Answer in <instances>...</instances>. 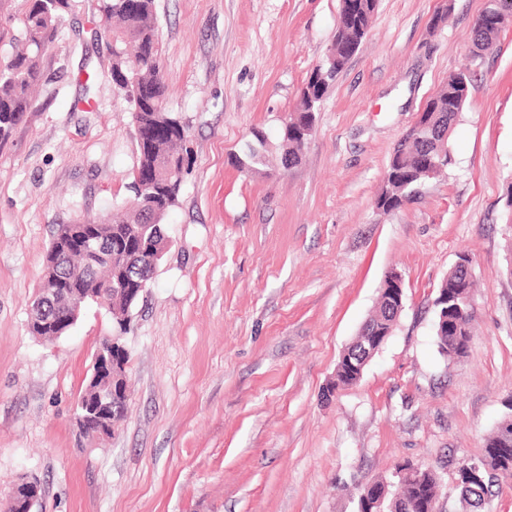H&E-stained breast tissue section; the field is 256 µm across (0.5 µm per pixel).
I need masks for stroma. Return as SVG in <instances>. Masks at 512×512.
Instances as JSON below:
<instances>
[{"label": "stroma", "instance_id": "obj_1", "mask_svg": "<svg viewBox=\"0 0 512 512\" xmlns=\"http://www.w3.org/2000/svg\"><path fill=\"white\" fill-rule=\"evenodd\" d=\"M484 4L379 0L301 162L251 173L236 155L256 130L277 144L340 0H155L168 107L188 130L170 245L126 329L93 303L48 341L28 319L52 237L120 213L138 158L99 0H69L35 106L0 145V512L24 479L39 512H356L358 487L405 461L435 466L439 512H461L455 468L482 456L512 398V24L475 54ZM466 69L448 169L377 210L395 143ZM462 255L474 336L449 360L433 301ZM394 270L392 335L324 397ZM112 335L128 412L99 445L76 405Z\"/></svg>", "mask_w": 512, "mask_h": 512}]
</instances>
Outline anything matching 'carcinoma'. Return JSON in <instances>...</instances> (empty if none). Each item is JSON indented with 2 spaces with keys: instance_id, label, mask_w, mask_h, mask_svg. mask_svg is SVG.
Here are the masks:
<instances>
[{
  "instance_id": "1",
  "label": "carcinoma",
  "mask_w": 512,
  "mask_h": 512,
  "mask_svg": "<svg viewBox=\"0 0 512 512\" xmlns=\"http://www.w3.org/2000/svg\"><path fill=\"white\" fill-rule=\"evenodd\" d=\"M349 2L341 0L334 47L330 49L332 54L342 44L360 45L377 7L375 0H362L363 10L352 17L348 15ZM66 7L67 0H28L21 21L24 47L0 71V132L5 139L33 108L32 90L40 80V58L58 38L62 11ZM100 11L106 22L115 17L120 23L112 31L116 35V51L112 52L110 76L112 84L129 105L137 132L139 158L129 185L133 199L128 214L119 221L99 227L100 238L112 250V262L98 264L96 275L85 284L91 289L108 281L116 282L118 273L125 269L136 279L151 273L150 254L142 251V242L151 238L159 244L163 240V220L177 201L185 166L184 155L177 146L186 137L185 126L168 107L154 0H101ZM498 34L496 28L483 29L480 23L474 24L473 41L481 50L492 46ZM341 70L340 64L331 71L321 65L310 74L291 125L282 128L279 134L283 168H290L301 160L305 141L298 136V130L303 126L305 113L311 111L312 104L321 101ZM470 83L471 77L466 72L448 76L440 90L430 98L435 111L427 113L426 120L432 127L443 121L453 126L466 101L461 86ZM252 136L253 142L246 145L243 156L236 157L238 166L248 172L266 165L267 158L264 132L254 131ZM435 162L439 163L436 170L439 175L450 163L446 148L438 149L426 140L401 138L390 155L389 179L384 181L380 195L386 210H396L411 201L413 192L428 178V171ZM83 270L84 259L77 253L64 267H47L38 292L49 296L56 277L81 274ZM464 278L465 273L456 265L438 288L437 296L448 299L450 310L461 291L473 289L474 282L466 284ZM106 297L110 312L122 323L141 295H127L114 288L106 291ZM394 316L395 308L383 300L369 316V321L382 328L384 322L393 320ZM497 441L496 435L487 439L483 457L479 460L483 478L481 489L486 494L492 493L496 485L491 472L512 466V460L505 461L494 452ZM436 472L433 466H422L398 484L399 492L394 494L390 492L391 484L383 478L373 481V485L386 492L388 500L393 502L394 512H425L426 504L435 496Z\"/></svg>"
}]
</instances>
